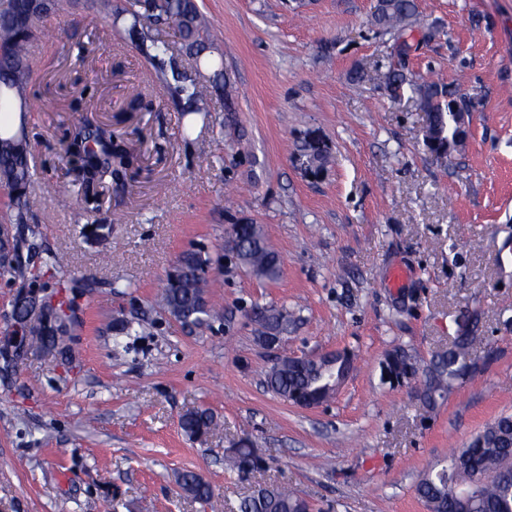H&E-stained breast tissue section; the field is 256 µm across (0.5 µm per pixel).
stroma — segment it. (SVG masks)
<instances>
[{"label":"stroma","instance_id":"obj_1","mask_svg":"<svg viewBox=\"0 0 512 512\" xmlns=\"http://www.w3.org/2000/svg\"><path fill=\"white\" fill-rule=\"evenodd\" d=\"M197 3L236 106L213 91L204 123L164 79L145 81L151 65L114 16L53 17L32 44L36 182L17 230L37 248L25 277L0 276V512H203L175 482L184 470L223 512L276 483L313 512H428L421 475L512 413V0H418L437 34L411 53L412 76L470 104L466 147L445 158L424 148L412 93L386 90L395 39L370 23L376 0ZM86 122L108 124L131 157L90 187L64 154ZM311 135L331 153L317 178L299 161ZM235 217L263 226L278 281L225 262ZM188 250L211 258L225 315L193 331L156 306ZM23 294L70 303V360L4 354ZM255 303L291 314L284 353L356 355L327 403L268 391L276 354L256 338ZM468 330L475 371L424 408L425 370ZM397 348L419 371L392 384L382 363ZM199 408L217 426L192 439L180 420ZM242 440L264 460L246 481L224 468Z\"/></svg>","mask_w":512,"mask_h":512}]
</instances>
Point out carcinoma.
<instances>
[{"label": "carcinoma", "instance_id": "1", "mask_svg": "<svg viewBox=\"0 0 512 512\" xmlns=\"http://www.w3.org/2000/svg\"><path fill=\"white\" fill-rule=\"evenodd\" d=\"M85 7L81 0H43L31 8L29 0H0V113L13 107L19 112L29 110L27 88L32 74L29 43L44 21L59 12L75 13ZM129 22V31L145 47L151 65L158 69L171 54L169 44L151 34L153 22L173 24L194 65L184 72H172L174 91L183 101L186 114L204 113L201 107L210 89L224 81L226 111H231L230 79L224 75L223 61L207 51L208 24L199 11L196 0H125L121 8ZM375 25L392 34L397 41V61L392 63L386 86L394 98L409 87L421 110L427 112L428 123L423 133L426 148L446 146L454 152L463 147L465 130L462 113L468 104L454 98L444 83L416 84L407 77V60L413 44L405 39L407 31L421 26L416 0H378L372 15ZM25 126L10 136L0 135V189L6 191L16 205L15 221H26V196L34 184V174L26 156ZM80 148L84 154L85 178L94 181L112 171V165L123 163L124 153L114 147L110 134L90 124L79 129L67 146V153ZM300 152L319 172H324L330 152L324 143L306 140ZM236 234L237 255L256 277L275 281L281 273L280 259L273 251L261 227L247 219H239ZM179 278L165 285L161 308L186 328H201L223 317L212 303L206 301L209 275L204 267L211 265L209 257L200 252H187L179 259ZM252 320L265 332L288 330V313L273 306L253 307ZM45 332L41 343L64 354L74 329L63 304H58L57 316L39 322ZM475 337L458 336L447 351L436 355L428 369L421 391V401L429 408L443 399L454 384L472 374L469 364ZM416 364L412 355L394 357L386 354L384 375L388 380H400ZM317 361L302 358L300 362L283 365L268 374L271 392L295 405L319 404L329 396L315 397L310 392ZM183 432L198 438L216 428L213 414L199 409L181 418ZM262 461L256 449L241 442L228 458V469L242 475ZM176 483L186 495L197 500L211 512H216L215 494L211 485L193 471H183ZM419 499L429 512H512V415H502L487 423L467 444L453 453L443 464L423 473L416 486ZM305 498L292 489L278 485L260 488L243 498L238 512H310Z\"/></svg>", "mask_w": 512, "mask_h": 512}]
</instances>
